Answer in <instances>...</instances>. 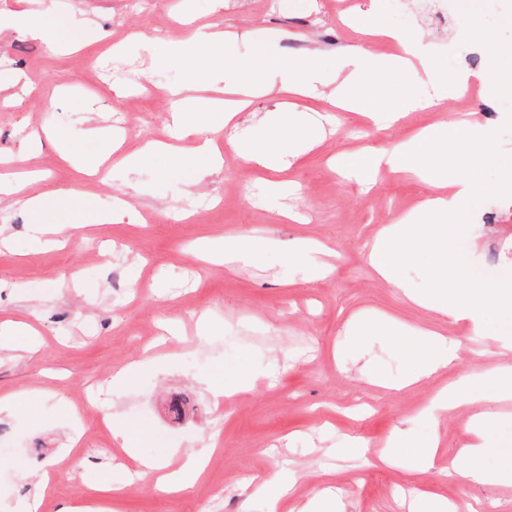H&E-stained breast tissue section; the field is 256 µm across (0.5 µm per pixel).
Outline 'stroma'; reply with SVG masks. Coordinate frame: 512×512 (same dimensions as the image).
I'll return each instance as SVG.
<instances>
[{"instance_id":"stroma-1","label":"stroma","mask_w":512,"mask_h":512,"mask_svg":"<svg viewBox=\"0 0 512 512\" xmlns=\"http://www.w3.org/2000/svg\"><path fill=\"white\" fill-rule=\"evenodd\" d=\"M47 9L75 29L94 25L106 36L78 52L52 54L7 25L17 12ZM347 11L416 30L427 54L447 61L449 73L512 69V0H148L138 10L129 0H0V79L20 75L41 90L0 106V176L26 168L68 188L80 179L76 162L93 148L90 127L108 129L122 144L88 180L95 195L88 212L47 210L41 217L79 225V245L38 248L31 232L38 217L0 194V234L11 239L10 248H0V323H27L37 331L26 347L0 343V396L35 387L41 396L37 417L0 412V443L13 448L0 459V512H22L39 492L37 475L54 469L60 476L42 494L40 512H58L72 501L92 512H265L247 481L274 468L302 476L282 512H299L320 488L335 492L344 512H408L417 490L451 502L478 498V512H512V483L497 479L504 455L485 459L488 479L481 484L416 472L408 456L394 466L381 460L389 437L402 430L419 444L440 435L438 463L447 465L467 442L470 417L480 412L494 418L502 445L512 448V400L499 399L490 380L502 365H512V354L498 347L499 337L512 331V311L487 306L477 330L430 318L401 293L429 287L431 257L422 251L402 266V288L370 270L363 245L394 215L414 212L430 189L410 175L385 171L365 192L336 171V153L362 148L343 135L358 116L320 98L305 100L304 111L335 121L301 142L295 164L274 175L254 169L236 151L237 143L266 133L274 147L287 149V136L272 126L279 102L273 94H254L230 121L221 109L203 114L224 165L195 185L174 172L191 141L140 167L123 161L146 141L170 138L176 104L152 84L162 78L176 85L185 70L176 60L157 62V49L178 46L210 24L272 31L278 53L322 51L323 65L353 72L365 94H390L399 77L351 71L339 54V47L359 42L342 21ZM473 23L486 42L467 37ZM113 54L126 64L124 76L88 86L86 76ZM223 54L214 44L195 60L203 96H225L230 79L213 63ZM455 120L493 130L497 160L482 169L489 192L476 213L493 211L497 220L478 223L455 243L459 277L489 279L512 268V197L494 191L498 159L512 157V97L491 99L474 87L442 110L414 111L404 123L370 129L369 137L392 147L419 126ZM33 133L46 136L44 149L18 165L20 146ZM283 208L297 211L299 220H278ZM247 228L262 234L249 262L229 268L203 261V251L223 247L225 238ZM294 239L327 243L334 274L306 281L285 250ZM492 250L497 257L489 264ZM376 313L410 325L434 323L454 352L452 363L399 391L370 385L366 372L400 381L417 369L409 353L380 338L352 341L351 319ZM350 342L359 348L355 363L341 354ZM148 345L162 367L136 373L131 389L112 388L113 369L138 360ZM229 375L247 381L248 390L232 403L215 402L204 378ZM464 375L479 376L477 399L432 426L421 416L423 407L437 389ZM88 386L98 399L83 398ZM119 424L134 430L139 456L161 462L205 450L213 433L222 447L210 454L205 478L164 494L127 459L112 434ZM75 431L80 441L73 448ZM348 436L368 442L366 456L341 454ZM73 458L83 466L71 469ZM121 480L126 486L113 496L110 486Z\"/></svg>"}]
</instances>
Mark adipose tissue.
Listing matches in <instances>:
<instances>
[{"instance_id":"ef3b65f1","label":"adipose tissue","mask_w":512,"mask_h":512,"mask_svg":"<svg viewBox=\"0 0 512 512\" xmlns=\"http://www.w3.org/2000/svg\"><path fill=\"white\" fill-rule=\"evenodd\" d=\"M13 27L40 39L49 51H57L61 46L63 25L50 12L18 14ZM384 35L394 46V53L361 50L359 67L374 72L401 71L412 79L427 75L434 84V97L419 102L399 94L386 104L354 93L353 77L324 71L318 63L317 52L289 56L275 53L270 47L271 35L260 31L243 34L233 29L212 27L186 42L181 57L189 67L205 46L224 45L226 51L218 58V66L232 76L252 74L253 90H273L284 97L282 110L291 122L296 119L297 100L313 96L360 113L367 123L382 130L400 124L412 111L424 107L441 108L448 98L466 94L474 83L492 97L512 93V78L505 75L487 70L445 73L436 59L423 52L416 33L388 29ZM242 39L251 44L250 58H243L233 50ZM257 59L263 63L259 72L253 67ZM171 94L180 105L178 112L172 115L175 130L179 136L197 141L189 170L196 173L220 166L221 156L215 141L207 136L199 120V112L207 101L199 96L193 76H186L181 84L172 88ZM491 140L492 133L486 126L441 123L421 129L401 145L390 148L378 142L365 148L362 159L346 157L342 160L343 165L359 171L384 164L392 171L408 174L430 187V195L420 203L415 214L398 216L379 228L365 246V259L376 275L396 284L400 281L399 273L406 257L415 251H428L433 259L431 285L419 292H408V299L425 311L469 323L474 328L478 327L487 304L512 310V270L494 280H471L463 288L456 285L457 259L452 243L456 237L470 233L475 224L476 204L488 192L477 177L475 167L491 160L488 150ZM238 153L252 166L271 172L290 167L298 157L294 151L273 150L262 137L239 146ZM462 155L472 156L474 166L460 167L457 159ZM89 203V192L77 187L62 190L49 186L23 200L24 207L34 212L49 208L66 210ZM356 329L359 335L383 337L393 346L409 352L417 361V376L421 379L435 375L453 359L447 338L427 327L407 326L393 317L380 315L358 320ZM474 382V377H463L439 389L422 409V417L436 423L448 411L470 403ZM467 431L470 435L468 444L459 450L450 465L442 468L435 465L436 444L421 446L414 458L419 471L434 469L439 476L464 483L484 480V458L500 449L494 422L490 417L477 414L469 420ZM207 462L206 454L191 452L173 469L152 459L140 460L139 467L143 476L151 478L157 491L171 494L184 491L204 478Z\"/></svg>"}]
</instances>
